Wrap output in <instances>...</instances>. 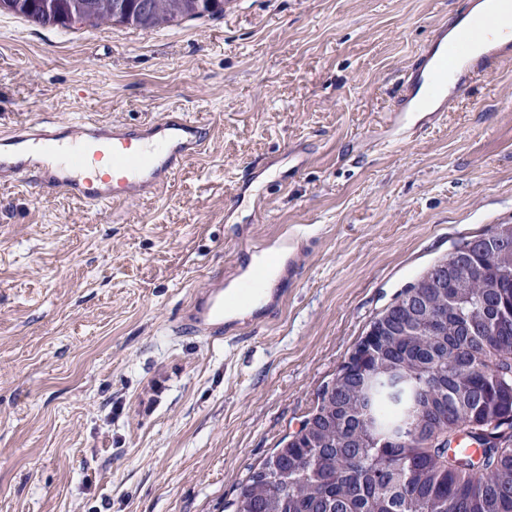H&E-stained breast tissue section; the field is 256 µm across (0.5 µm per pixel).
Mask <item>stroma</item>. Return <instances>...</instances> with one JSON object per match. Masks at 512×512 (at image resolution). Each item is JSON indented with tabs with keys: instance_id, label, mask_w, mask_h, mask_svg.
<instances>
[{
	"instance_id": "stroma-1",
	"label": "stroma",
	"mask_w": 512,
	"mask_h": 512,
	"mask_svg": "<svg viewBox=\"0 0 512 512\" xmlns=\"http://www.w3.org/2000/svg\"><path fill=\"white\" fill-rule=\"evenodd\" d=\"M453 0H236L161 30L0 14V130L49 114H205L204 153L92 218L0 186V512H224L369 325L512 224V66L382 146L398 80ZM285 237L262 326L170 331L217 271Z\"/></svg>"
}]
</instances>
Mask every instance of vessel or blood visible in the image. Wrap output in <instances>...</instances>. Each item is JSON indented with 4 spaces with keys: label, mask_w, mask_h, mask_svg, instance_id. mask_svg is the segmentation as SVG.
Wrapping results in <instances>:
<instances>
[{
    "label": "vessel or blood",
    "mask_w": 512,
    "mask_h": 512,
    "mask_svg": "<svg viewBox=\"0 0 512 512\" xmlns=\"http://www.w3.org/2000/svg\"><path fill=\"white\" fill-rule=\"evenodd\" d=\"M512 21V0H465L438 23L399 81L385 141L399 145L443 119L474 76L512 62V42L475 40L476 29ZM204 115L178 108L139 124L86 117L37 118L0 133V184L28 183L40 194H63L101 215L113 204L143 199L169 184L208 141ZM173 334L224 337V276L195 293L171 326Z\"/></svg>",
    "instance_id": "1"
}]
</instances>
